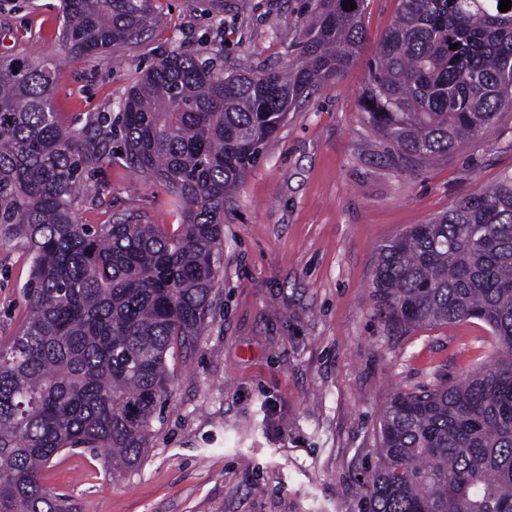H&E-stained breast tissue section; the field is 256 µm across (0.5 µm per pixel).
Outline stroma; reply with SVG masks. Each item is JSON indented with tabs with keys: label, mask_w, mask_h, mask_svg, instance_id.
Wrapping results in <instances>:
<instances>
[{
	"label": "stroma",
	"mask_w": 512,
	"mask_h": 512,
	"mask_svg": "<svg viewBox=\"0 0 512 512\" xmlns=\"http://www.w3.org/2000/svg\"><path fill=\"white\" fill-rule=\"evenodd\" d=\"M304 0H152L138 42L97 55L63 50L59 0H0V57L56 71L66 124L116 115L142 71L182 51L225 66L285 67ZM400 0H365V40L263 149L224 210L223 275L189 361L162 406L145 460L115 474L99 451H62L43 484L72 512H361L382 411L395 394L461 382L492 351L476 320L393 330L375 313V252L413 224L512 176V112L436 164H396L359 109L365 62ZM79 203L103 224L140 214L176 224L164 186L113 161ZM30 261L0 241V350L26 315Z\"/></svg>",
	"instance_id": "obj_1"
}]
</instances>
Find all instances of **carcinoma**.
Masks as SVG:
<instances>
[{"instance_id":"obj_1","label":"carcinoma","mask_w":512,"mask_h":512,"mask_svg":"<svg viewBox=\"0 0 512 512\" xmlns=\"http://www.w3.org/2000/svg\"><path fill=\"white\" fill-rule=\"evenodd\" d=\"M363 2L312 0L286 69L171 52L121 112L82 128L53 110L52 67L0 59V239L31 261L28 316L0 351V512H70L40 481L64 449L141 464L176 378L168 359L195 347L220 280L224 199L288 112L351 65ZM499 3L400 0L360 108L409 165L512 112V9ZM60 16L64 47L87 55L154 21L151 0H61ZM114 156L162 182L181 223H80L79 186ZM371 288L395 329L480 321L495 362L392 398L363 512H512V177L379 246Z\"/></svg>"}]
</instances>
